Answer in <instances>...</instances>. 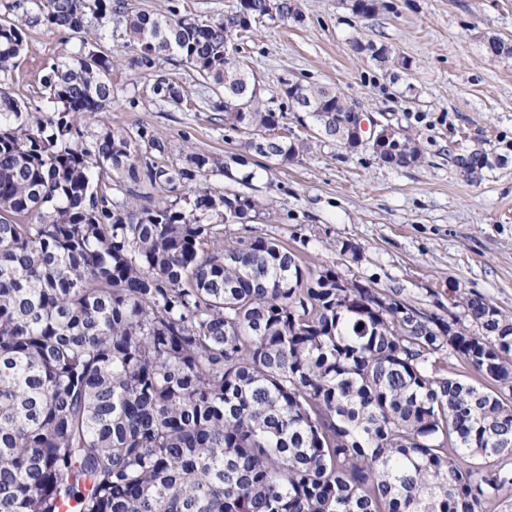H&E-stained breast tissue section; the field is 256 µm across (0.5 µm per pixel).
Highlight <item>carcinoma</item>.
<instances>
[{
    "instance_id": "obj_1",
    "label": "carcinoma",
    "mask_w": 512,
    "mask_h": 512,
    "mask_svg": "<svg viewBox=\"0 0 512 512\" xmlns=\"http://www.w3.org/2000/svg\"><path fill=\"white\" fill-rule=\"evenodd\" d=\"M40 10L79 33L112 0ZM275 15L300 17L291 0H239L220 19L137 13L132 64L174 52L238 107L233 127L275 128L283 113L226 56ZM25 44V25L0 19V75ZM111 72L100 51L52 63L54 117L0 89V512H489L512 489V319L471 295L453 300L470 326L427 317L276 238H226L224 215L244 225L259 207L249 197L138 191L193 183L210 158L160 166L161 142L120 129L84 142L78 117L111 103ZM281 84L326 134L348 122L337 92ZM154 93L181 100L166 81ZM299 152L281 138L265 156ZM423 159L408 134L381 161Z\"/></svg>"
}]
</instances>
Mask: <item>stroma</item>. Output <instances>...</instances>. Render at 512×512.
I'll list each match as a JSON object with an SVG mask.
<instances>
[{"label":"stroma","instance_id":"stroma-1","mask_svg":"<svg viewBox=\"0 0 512 512\" xmlns=\"http://www.w3.org/2000/svg\"><path fill=\"white\" fill-rule=\"evenodd\" d=\"M40 0H0V18L26 24L27 48L0 87L48 114L44 68L102 49L114 64L112 102L79 127L94 142L104 127L147 132L165 146L158 163L183 167L211 156L200 183L261 202L248 235L278 238L313 266L375 288H395L416 307L448 313L454 292L477 294L512 316V57H493L489 37L512 41V0H391L393 12L361 18L341 0H295L301 20L254 26L238 46L263 99L284 117L280 131L304 148L289 162L248 152L246 137L224 121V95L174 54L148 70L132 66L128 15L218 19L239 0H112L105 18L88 15L76 34L40 21ZM386 44L411 64L400 79L353 47ZM179 88L172 103L154 94L157 79ZM336 90L367 119L408 128L425 158L409 167L379 162L367 147L350 152L313 135L294 118L282 80ZM487 154L464 174L455 157ZM352 244L355 255L341 254Z\"/></svg>","mask_w":512,"mask_h":512}]
</instances>
